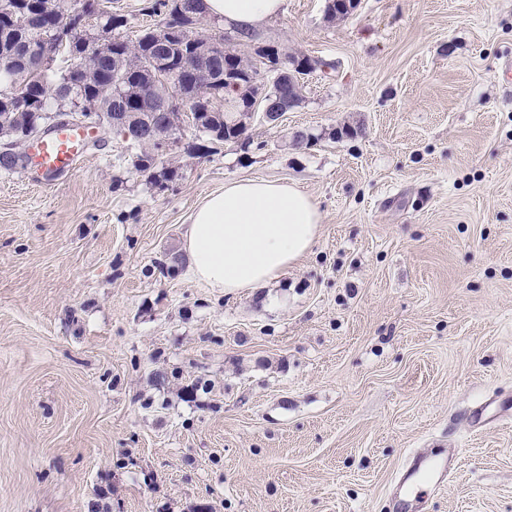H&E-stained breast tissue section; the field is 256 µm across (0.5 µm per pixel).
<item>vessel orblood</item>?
Here are the masks:
<instances>
[{"instance_id":"obj_1","label":"vessel or blood","mask_w":512,"mask_h":512,"mask_svg":"<svg viewBox=\"0 0 512 512\" xmlns=\"http://www.w3.org/2000/svg\"><path fill=\"white\" fill-rule=\"evenodd\" d=\"M92 128L61 126L49 131L36 147V166L45 180H53L64 172L74 170L85 155L87 144L95 139ZM439 469L438 464L414 458L399 479L398 487L407 501H422L425 480Z\"/></svg>"}]
</instances>
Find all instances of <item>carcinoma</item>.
Instances as JSON below:
<instances>
[{
  "instance_id": "obj_1",
  "label": "carcinoma",
  "mask_w": 512,
  "mask_h": 512,
  "mask_svg": "<svg viewBox=\"0 0 512 512\" xmlns=\"http://www.w3.org/2000/svg\"><path fill=\"white\" fill-rule=\"evenodd\" d=\"M45 0H0V64L8 65L11 74L0 73V133L12 137L33 121L29 109L37 103L42 92H65L64 106L67 112L58 113L59 121L40 131H47L59 125L71 124V118L82 117L84 123L97 128L113 125L115 117L123 122L115 126L119 134L128 133V147L135 152L133 167L135 174L145 178L151 186L166 190L180 177V167L173 164L169 154L161 148L167 137L168 125L165 114L151 105L139 102L136 89L151 82L157 71L156 48L159 32L150 28L139 31L133 42L114 35V31L127 26L125 15L112 12L100 19L96 33H70L74 46L80 51L103 47L104 55L94 54L96 61L91 71L76 70L70 74L61 73L53 77L51 71L36 75L26 72L27 55L42 47L43 38L56 37V31L64 29L65 20L79 10L81 0H56L45 14L43 25L38 29L18 30L13 26L16 11L43 4ZM178 9L195 18L196 27H201L204 17L201 0H151L146 10L160 17L165 23L172 10ZM170 67L182 71L185 91L200 99L219 97V104L227 103L224 90V71L232 69L246 75L256 68L253 57L245 56L219 43L210 58V78L204 85L196 84V77L187 70L194 64L197 44L185 36L168 39ZM304 83L291 82L288 76L277 77L272 72L265 82L266 94L278 104L281 112H289L302 104ZM92 99L95 107L91 110L77 109L73 99ZM232 112H203L198 116L201 125L195 128L198 142L193 150L200 157L213 153L214 145L226 142H241L245 149L253 144L249 128L245 126L248 116L247 98L237 95L233 99Z\"/></svg>"
}]
</instances>
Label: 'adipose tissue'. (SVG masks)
Returning a JSON list of instances; mask_svg holds the SVG:
<instances>
[{
    "label": "adipose tissue",
    "mask_w": 512,
    "mask_h": 512,
    "mask_svg": "<svg viewBox=\"0 0 512 512\" xmlns=\"http://www.w3.org/2000/svg\"><path fill=\"white\" fill-rule=\"evenodd\" d=\"M285 0H204L206 16L256 32ZM322 214L296 186L241 179L206 196L191 215L182 250L197 281L243 295L279 281L313 246Z\"/></svg>",
    "instance_id": "1"
}]
</instances>
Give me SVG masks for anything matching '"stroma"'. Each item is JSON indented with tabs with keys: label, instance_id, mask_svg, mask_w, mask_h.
Here are the masks:
<instances>
[{
	"label": "stroma",
	"instance_id": "obj_1",
	"mask_svg": "<svg viewBox=\"0 0 512 512\" xmlns=\"http://www.w3.org/2000/svg\"><path fill=\"white\" fill-rule=\"evenodd\" d=\"M256 36L322 66L249 150L182 127L166 191L112 130L0 171V512H396L414 453L448 465L422 512H512V0H286ZM247 177L323 219L227 296L183 233Z\"/></svg>",
	"mask_w": 512,
	"mask_h": 512
}]
</instances>
